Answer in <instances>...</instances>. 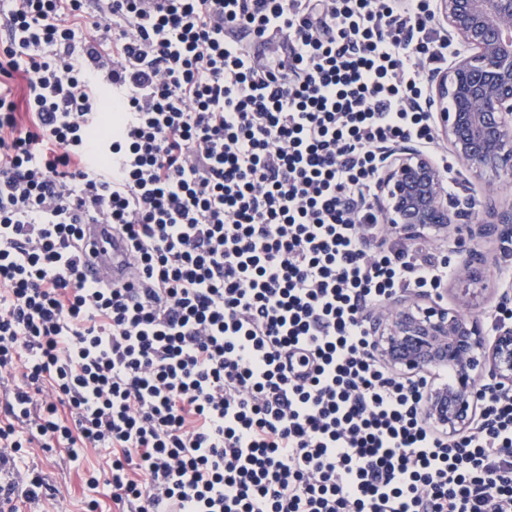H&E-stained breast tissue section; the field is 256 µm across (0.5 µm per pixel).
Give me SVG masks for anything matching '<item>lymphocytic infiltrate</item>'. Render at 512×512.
I'll return each mask as SVG.
<instances>
[{"mask_svg":"<svg viewBox=\"0 0 512 512\" xmlns=\"http://www.w3.org/2000/svg\"><path fill=\"white\" fill-rule=\"evenodd\" d=\"M89 1L8 0L0 41V470L102 449L116 512H512V393L442 432L366 326L452 269L370 204L438 144L433 0ZM89 224L127 282L86 279Z\"/></svg>","mask_w":512,"mask_h":512,"instance_id":"1","label":"lymphocytic infiltrate"}]
</instances>
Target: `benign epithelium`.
Wrapping results in <instances>:
<instances>
[{
  "label": "benign epithelium",
  "instance_id": "benign-epithelium-1",
  "mask_svg": "<svg viewBox=\"0 0 512 512\" xmlns=\"http://www.w3.org/2000/svg\"><path fill=\"white\" fill-rule=\"evenodd\" d=\"M435 13L448 42L459 41L448 62L431 74L430 111L438 138L468 168L512 176V0H436ZM379 193L373 210L405 239L426 228L454 229L475 241L496 237L512 241V204L497 207L499 185L487 182L464 199L448 193V177L420 150L396 145L380 165ZM482 257L470 249L459 280L482 282ZM475 295L447 307L434 298L421 307L391 301L370 315L377 354L410 372L447 364L451 387L426 392L428 419L450 433L470 427L477 415L476 378L485 387L512 391V323L499 322L487 335L467 314Z\"/></svg>",
  "mask_w": 512,
  "mask_h": 512
}]
</instances>
